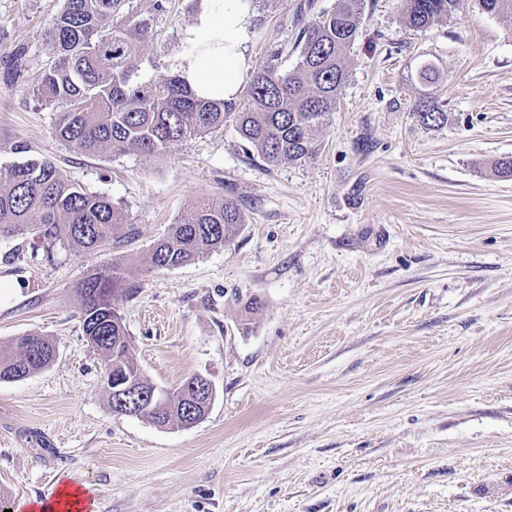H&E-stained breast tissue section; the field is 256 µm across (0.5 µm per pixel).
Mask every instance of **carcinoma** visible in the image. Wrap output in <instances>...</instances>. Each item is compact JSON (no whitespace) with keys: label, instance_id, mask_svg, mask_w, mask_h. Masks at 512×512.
Here are the masks:
<instances>
[{"label":"carcinoma","instance_id":"cac0c4a2","mask_svg":"<svg viewBox=\"0 0 512 512\" xmlns=\"http://www.w3.org/2000/svg\"><path fill=\"white\" fill-rule=\"evenodd\" d=\"M129 0H65L47 32L55 58L44 70L37 96L57 113L55 134L83 154L107 149L162 153L172 145L235 123L241 138L270 166L297 164L317 150L315 131L336 109L347 76V49L358 36L362 0H338L333 11L307 25L300 36L297 65L280 71L273 62L256 73L245 92L244 104L222 98H198L179 75L157 83L135 80L136 60L150 38L149 23L132 20L124 8ZM405 25L426 28L463 10L465 0H400ZM483 11L512 18V0H478ZM124 20L114 21L119 15ZM424 86L441 74L430 60L419 65ZM418 120L430 127L444 124L448 115L427 93L414 107ZM121 208L105 195L88 191L63 178L46 160L14 164L0 170V238L29 233L47 254L62 243L73 250L104 249L116 240ZM244 223L234 198L208 199L194 204L170 225L142 258L151 270L175 268L221 248ZM124 280L118 263L89 275L78 284L83 323L93 325L94 345L106 373L103 385L111 407H118L111 380L121 377L144 390V379L133 359V342L123 318L114 319L105 306L116 308ZM56 357V342L28 333L0 343V382L18 381L47 366ZM186 379L173 402L177 406L143 418L161 425H181L200 407L178 406Z\"/></svg>","mask_w":512,"mask_h":512}]
</instances>
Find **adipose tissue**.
Returning a JSON list of instances; mask_svg holds the SVG:
<instances>
[{
  "label": "adipose tissue",
  "mask_w": 512,
  "mask_h": 512,
  "mask_svg": "<svg viewBox=\"0 0 512 512\" xmlns=\"http://www.w3.org/2000/svg\"><path fill=\"white\" fill-rule=\"evenodd\" d=\"M252 0H199L193 21L180 33L174 66L201 97L236 100L248 70Z\"/></svg>",
  "instance_id": "ef3b65f1"
}]
</instances>
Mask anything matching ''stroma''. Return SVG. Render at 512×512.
Returning a JSON list of instances; mask_svg holds the SVG:
<instances>
[{
  "label": "stroma",
  "instance_id": "1",
  "mask_svg": "<svg viewBox=\"0 0 512 512\" xmlns=\"http://www.w3.org/2000/svg\"><path fill=\"white\" fill-rule=\"evenodd\" d=\"M163 10H156V2ZM197 0H129L153 37L137 79L173 73ZM64 0H0V169L46 159L123 208L104 250L0 238V342L53 338L45 369L0 383V503L72 480L96 512H512V20L468 0L427 28L400 0H363L317 154L268 166L232 123L159 155L82 154L34 95ZM336 0H253L250 72L298 61L302 29ZM442 78L422 88V61ZM430 91L448 114L422 125ZM233 196L224 247L169 270L138 255L193 204ZM123 261L117 306L134 360L176 390L215 388L203 420L113 412L83 332L85 275ZM260 306L248 310L250 299Z\"/></svg>",
  "mask_w": 512,
  "mask_h": 512
}]
</instances>
